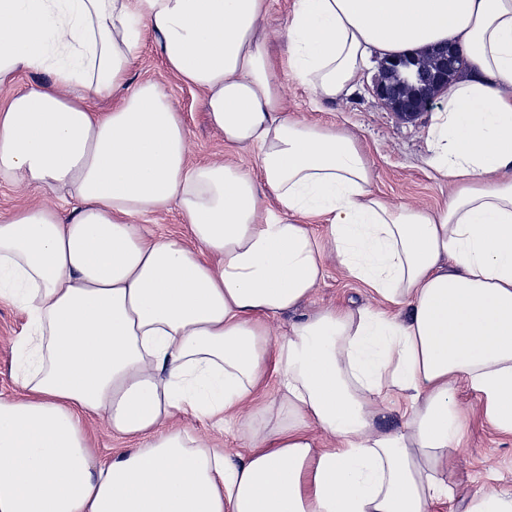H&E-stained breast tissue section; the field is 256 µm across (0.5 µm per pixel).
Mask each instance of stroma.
Returning <instances> with one entry per match:
<instances>
[{
	"mask_svg": "<svg viewBox=\"0 0 512 512\" xmlns=\"http://www.w3.org/2000/svg\"><path fill=\"white\" fill-rule=\"evenodd\" d=\"M374 70H366L363 84L351 96L336 103L314 104L308 90L289 73L281 75L284 109L289 115L333 125L352 134L366 157L374 191L397 204L427 209L448 200L447 182L438 179L428 166L427 134L437 114L424 112L405 118L391 112L371 93ZM151 80L161 85L182 113L189 131L190 159L194 162L227 160L256 170L254 152L225 146L222 134L207 122L198 90L181 83L166 68L150 31H143L138 56L128 77V87ZM353 301L376 305L377 300L362 282L349 277L337 263H328L314 295L302 312ZM27 322L22 308L0 300V396L19 393L16 382L17 340ZM455 475L459 495L492 484L512 488V437L498 434L482 417L470 423L462 447L455 452Z\"/></svg>",
	"mask_w": 512,
	"mask_h": 512,
	"instance_id": "35a3bbf8",
	"label": "stroma"
}]
</instances>
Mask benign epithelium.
<instances>
[{
    "label": "benign epithelium",
    "instance_id": "benign-epithelium-1",
    "mask_svg": "<svg viewBox=\"0 0 512 512\" xmlns=\"http://www.w3.org/2000/svg\"><path fill=\"white\" fill-rule=\"evenodd\" d=\"M435 57L438 62L435 69H427L418 60L405 56L382 62L373 81L374 96L402 116L413 115V109L400 97L397 86L389 78L390 73L403 71L407 78L415 81V86L426 95L429 102H434L435 92L448 85V74L454 72L461 55L457 47L445 44L435 50Z\"/></svg>",
    "mask_w": 512,
    "mask_h": 512
}]
</instances>
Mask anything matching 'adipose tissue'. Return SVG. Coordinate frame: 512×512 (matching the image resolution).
Masks as SVG:
<instances>
[{
    "label": "adipose tissue",
    "mask_w": 512,
    "mask_h": 512,
    "mask_svg": "<svg viewBox=\"0 0 512 512\" xmlns=\"http://www.w3.org/2000/svg\"><path fill=\"white\" fill-rule=\"evenodd\" d=\"M268 8L0 0V84L51 74L0 106V179L75 202L0 214V299L29 317L0 512H430L455 499L459 382L512 436V0H293L284 58ZM146 28L257 172L190 163L165 89L125 90ZM442 42L465 59L428 133L443 207L375 193L354 136L284 110L281 71L336 102L374 59ZM172 209L185 233H146ZM329 255L380 306L299 314ZM183 416L236 426L241 453ZM96 417L129 447L99 457Z\"/></svg>",
    "instance_id": "ef3b65f1"
}]
</instances>
